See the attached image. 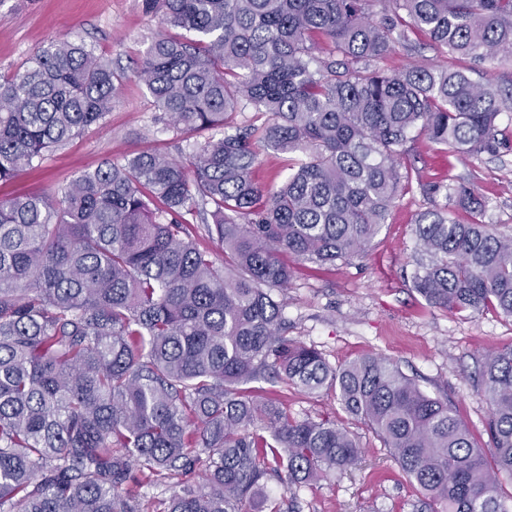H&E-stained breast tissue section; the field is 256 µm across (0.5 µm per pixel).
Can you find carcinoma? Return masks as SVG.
<instances>
[{
  "label": "carcinoma",
  "mask_w": 512,
  "mask_h": 512,
  "mask_svg": "<svg viewBox=\"0 0 512 512\" xmlns=\"http://www.w3.org/2000/svg\"><path fill=\"white\" fill-rule=\"evenodd\" d=\"M384 5L374 19L372 5ZM171 33L133 77L189 148L145 150L81 173L55 197L0 203V512H282L267 491L327 479L362 454L330 419L297 420L245 384L274 374L383 441L431 512H512V347L487 355V459L448 402L388 358L334 368L288 338L281 255L331 264L368 253L412 184L420 129L448 154L512 146V0H145ZM446 65L387 73L409 33ZM126 76L83 43L51 42L0 80V182L103 123ZM253 113L242 124L238 114ZM219 131L204 145L202 131ZM302 152L277 190L251 177L258 149ZM415 224L413 287L434 307L512 317V235L482 222L464 186ZM224 247L200 246L193 226ZM200 471L203 486L168 498Z\"/></svg>",
  "instance_id": "1"
}]
</instances>
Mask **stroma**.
Returning a JSON list of instances; mask_svg holds the SVG:
<instances>
[{"label": "stroma", "instance_id": "1", "mask_svg": "<svg viewBox=\"0 0 512 512\" xmlns=\"http://www.w3.org/2000/svg\"><path fill=\"white\" fill-rule=\"evenodd\" d=\"M160 28L159 16L146 10L144 0H0V78L23 70L50 42L64 40L84 42L115 70L129 72ZM157 116L145 87L126 83L103 125L49 153L41 168L0 183V202L19 194H57L103 161L144 150L184 156L186 145ZM407 147L412 185L394 200L367 255L325 266L294 263L283 296L288 336L315 347L335 366L364 354L397 362L424 393L453 406L490 458L489 409L473 381L486 355L512 346V318L428 304L411 282L414 225L420 213L446 203L443 195L429 194L430 184H463L485 200L484 224L512 234V151L450 159L417 130ZM256 386L295 419L336 418L362 448L352 468L285 494L283 512H429L381 440L346 415L331 390L308 394L276 378Z\"/></svg>", "mask_w": 512, "mask_h": 512}]
</instances>
